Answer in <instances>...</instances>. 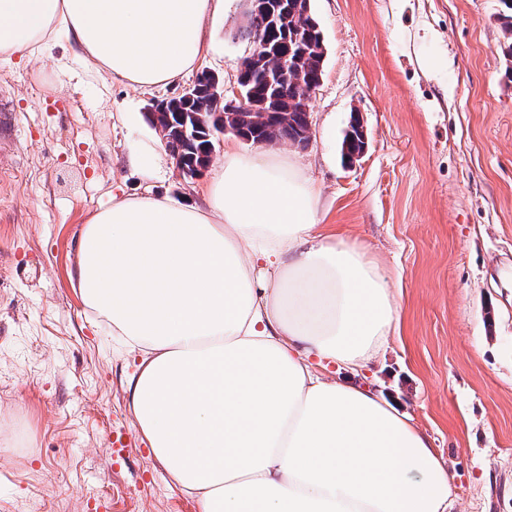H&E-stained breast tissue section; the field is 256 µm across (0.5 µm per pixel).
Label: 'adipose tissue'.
Listing matches in <instances>:
<instances>
[{
    "instance_id": "adipose-tissue-1",
    "label": "adipose tissue",
    "mask_w": 512,
    "mask_h": 512,
    "mask_svg": "<svg viewBox=\"0 0 512 512\" xmlns=\"http://www.w3.org/2000/svg\"><path fill=\"white\" fill-rule=\"evenodd\" d=\"M224 0H0V59L76 43L141 92L214 49ZM205 207L113 199L88 221L78 286L143 352L132 410L202 512H455L427 435L355 381L399 327L379 264L323 224L283 152L224 150Z\"/></svg>"
}]
</instances>
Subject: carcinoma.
Returning <instances> with one entry per match:
<instances>
[{
	"instance_id": "1",
	"label": "carcinoma",
	"mask_w": 512,
	"mask_h": 512,
	"mask_svg": "<svg viewBox=\"0 0 512 512\" xmlns=\"http://www.w3.org/2000/svg\"><path fill=\"white\" fill-rule=\"evenodd\" d=\"M302 19L291 15L280 22L279 28L271 30L272 19L262 12H252L247 25L241 32L246 38L257 41L265 35H270L271 42L286 41L293 35H299L295 45L294 55L286 71L282 89L274 92L265 89L255 79H239V87L246 96L261 102L268 100L264 106H257L242 112L234 113L232 122L238 125L243 135L251 138V142L289 141L303 144L308 141L306 133L309 130V113L305 103V93L302 89L309 87L323 76L325 45L321 31L316 26L302 31L298 24ZM208 140H181L179 148L184 157L190 162H197Z\"/></svg>"
}]
</instances>
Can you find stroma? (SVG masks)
<instances>
[{"label":"stroma","mask_w":512,"mask_h":512,"mask_svg":"<svg viewBox=\"0 0 512 512\" xmlns=\"http://www.w3.org/2000/svg\"><path fill=\"white\" fill-rule=\"evenodd\" d=\"M327 56L298 164L323 190L324 222L381 261L399 331L364 371L426 433L461 512H512V79L500 0H313ZM247 0H227L204 67L233 86L252 50ZM140 93L86 73L77 49L0 62L16 113L0 129V512H201L135 420L139 350L88 305L75 274L83 230L113 197L203 205L206 171L182 183L143 121ZM368 148L346 162L352 113ZM156 152L158 169L133 165ZM126 433L125 460L110 455Z\"/></svg>","instance_id":"stroma-1"}]
</instances>
